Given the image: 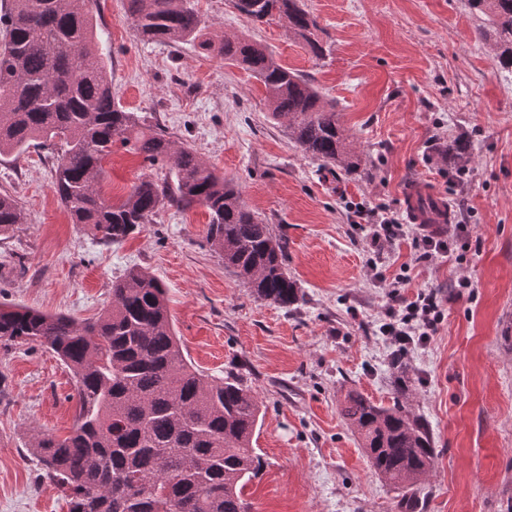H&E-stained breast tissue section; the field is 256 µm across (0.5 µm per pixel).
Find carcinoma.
<instances>
[{"label":"carcinoma","instance_id":"obj_1","mask_svg":"<svg viewBox=\"0 0 512 512\" xmlns=\"http://www.w3.org/2000/svg\"><path fill=\"white\" fill-rule=\"evenodd\" d=\"M87 0H12L0 14V155L61 142L54 192L72 223L103 242L119 244L162 208L204 206L211 249L252 295L283 308L303 299L286 270L287 241L251 212L230 182L194 150L174 147L160 128L112 94ZM254 23L278 20L317 59L330 52L317 20L301 0H228ZM486 22L480 35L512 69V0H468ZM142 41L210 48L206 21L194 0H127ZM219 54L265 89L270 118L286 123L302 153L346 173L361 159L339 121L336 104L313 80L290 71L266 47L238 37L220 39ZM119 142L152 164L170 165L172 181L143 178L119 203L99 184L103 162ZM15 198L0 193V234L23 223ZM0 342L37 343L74 380L78 415L71 433L33 437L32 452L65 493L69 512H249L244 489L264 468L252 440L260 403L229 371L217 381L189 364L175 336L163 282L130 268L112 282V304L94 321L79 322L21 305H0ZM358 433L371 470L407 493L428 477L434 459L429 425L408 405L396 380L385 407L350 391L341 406Z\"/></svg>","mask_w":512,"mask_h":512}]
</instances>
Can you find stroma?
Listing matches in <instances>:
<instances>
[{"instance_id":"1","label":"stroma","mask_w":512,"mask_h":512,"mask_svg":"<svg viewBox=\"0 0 512 512\" xmlns=\"http://www.w3.org/2000/svg\"><path fill=\"white\" fill-rule=\"evenodd\" d=\"M303 2L332 44L325 59L284 23H253L227 0L195 5L213 39L262 43L336 102L361 157L354 174L304 156L269 118L263 86L217 49L143 42L126 0L87 4L121 105L196 149L287 239L303 301L286 309L255 299L207 243L209 213L198 204L163 208L121 244L97 242L57 199L50 151L32 148L0 156V192L24 215L0 235V303L92 320L114 278L149 271L167 289L187 361L215 379L239 372L260 401L253 446L265 466L245 489L251 512H402L340 405L351 390L392 405L393 349L378 326L389 279L408 273L405 296L434 291L444 302L435 335L403 359L409 403L436 448L416 512H512V72L467 0ZM455 138L470 145L472 181L453 188L442 173L454 168ZM103 167L101 193L115 202L142 178L169 175L118 144ZM416 179L458 205L466 258L414 263L408 237L391 250L385 281H370L366 233L346 204L401 211ZM463 276L471 287H457ZM76 414L62 362L37 344L0 343V512H68L30 446L39 432L66 437Z\"/></svg>"}]
</instances>
